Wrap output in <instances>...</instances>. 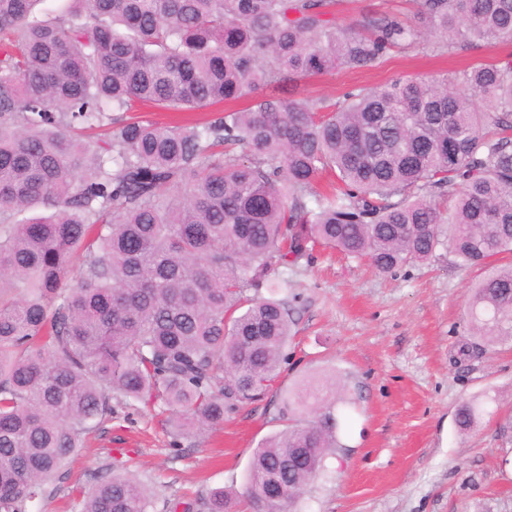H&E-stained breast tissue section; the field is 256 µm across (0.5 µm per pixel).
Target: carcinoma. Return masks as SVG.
I'll list each match as a JSON object with an SVG mask.
<instances>
[{
    "label": "carcinoma",
    "mask_w": 512,
    "mask_h": 512,
    "mask_svg": "<svg viewBox=\"0 0 512 512\" xmlns=\"http://www.w3.org/2000/svg\"><path fill=\"white\" fill-rule=\"evenodd\" d=\"M36 2L0 0V512H30L116 404L161 398L178 441L257 401L292 336L275 297L288 280L270 271L317 244L380 273L447 246L488 270L473 331L512 336V265H493L512 252L511 59L290 100L294 79L372 67L421 31L389 13L339 26L326 0H71L51 18ZM412 2L436 51L512 45V0ZM242 98L201 124L124 118ZM477 414L462 407L458 427ZM282 417L254 452L249 512H292L343 447L320 381ZM79 507L151 500L110 463Z\"/></svg>",
    "instance_id": "1"
}]
</instances>
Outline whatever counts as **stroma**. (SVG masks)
<instances>
[{"label":"stroma","instance_id":"obj_1","mask_svg":"<svg viewBox=\"0 0 512 512\" xmlns=\"http://www.w3.org/2000/svg\"><path fill=\"white\" fill-rule=\"evenodd\" d=\"M328 11L337 24L359 28L374 15L410 13L411 5L331 0ZM511 55L499 44L438 54L424 41L371 68L299 78L287 96L336 98L354 85L440 78ZM484 275L456 265L445 247L390 274L322 246L297 267H277L275 278L290 284L294 334L264 399L237 406L178 447L162 403L117 408L105 433L87 436L66 462L61 488L32 512H78L92 473L115 459L146 485L152 512H164L171 495L216 488L245 512L253 453L284 429V397L311 378L344 388L337 405L344 446L305 487L298 512H512V434L501 429L512 417V339L486 342L467 317L469 288ZM472 402L483 412L464 432L456 415Z\"/></svg>","mask_w":512,"mask_h":512}]
</instances>
